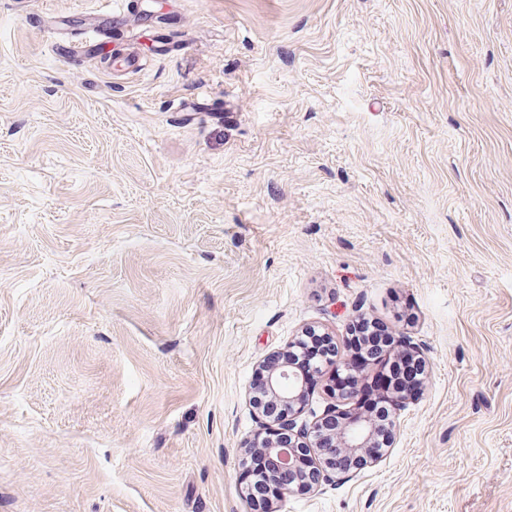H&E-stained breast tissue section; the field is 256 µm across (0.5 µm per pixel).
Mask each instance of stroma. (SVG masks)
Wrapping results in <instances>:
<instances>
[{
    "label": "stroma",
    "mask_w": 512,
    "mask_h": 512,
    "mask_svg": "<svg viewBox=\"0 0 512 512\" xmlns=\"http://www.w3.org/2000/svg\"><path fill=\"white\" fill-rule=\"evenodd\" d=\"M0 0V512H250L256 365L427 361L276 512H512V0ZM133 44L139 65L119 59ZM92 47L91 39L86 37L79 41L71 40L68 44H58L53 47V53L58 58L76 62L88 55Z\"/></svg>",
    "instance_id": "obj_1"
}]
</instances>
